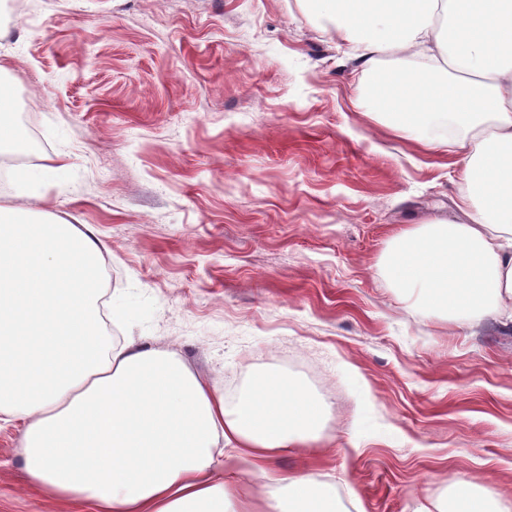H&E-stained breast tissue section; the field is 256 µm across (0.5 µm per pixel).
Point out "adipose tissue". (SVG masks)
<instances>
[{
    "label": "adipose tissue",
    "instance_id": "obj_1",
    "mask_svg": "<svg viewBox=\"0 0 512 512\" xmlns=\"http://www.w3.org/2000/svg\"><path fill=\"white\" fill-rule=\"evenodd\" d=\"M349 43L372 84L367 110L396 133L450 124L463 156L454 218L391 239L386 269L422 288L455 325L512 323V0H302ZM103 243L92 227L33 221L0 202V413L24 424L34 488L98 512H339L315 473L273 458L309 447L326 412L292 377L260 373L235 404L176 352L102 336L95 298ZM248 464L259 495L217 469ZM494 493L453 481L449 512H493Z\"/></svg>",
    "mask_w": 512,
    "mask_h": 512
}]
</instances>
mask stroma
<instances>
[{
	"label": "stroma",
	"instance_id": "obj_1",
	"mask_svg": "<svg viewBox=\"0 0 512 512\" xmlns=\"http://www.w3.org/2000/svg\"><path fill=\"white\" fill-rule=\"evenodd\" d=\"M0 56L45 143L0 200L65 155L35 212L104 243L106 336L177 352L227 402L277 369L328 406L316 451L276 459L349 512H414L477 477L512 512V324L457 329L384 270L450 218L456 154L363 113L369 78L297 0H22ZM0 415V512H95L33 490Z\"/></svg>",
	"mask_w": 512,
	"mask_h": 512
}]
</instances>
